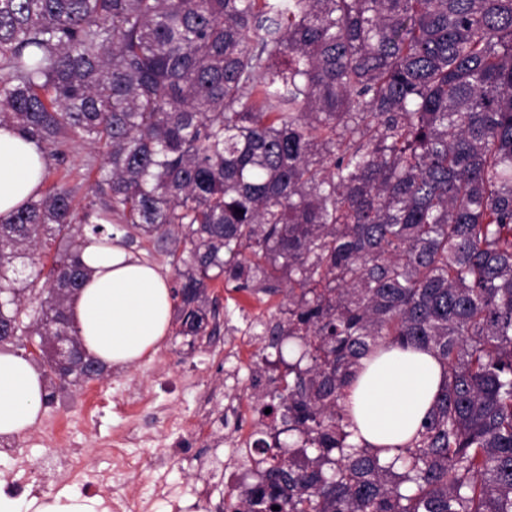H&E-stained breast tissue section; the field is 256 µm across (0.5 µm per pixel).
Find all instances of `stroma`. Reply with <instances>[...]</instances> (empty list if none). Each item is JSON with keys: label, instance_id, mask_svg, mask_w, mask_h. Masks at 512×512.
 Returning <instances> with one entry per match:
<instances>
[{"label": "stroma", "instance_id": "1", "mask_svg": "<svg viewBox=\"0 0 512 512\" xmlns=\"http://www.w3.org/2000/svg\"><path fill=\"white\" fill-rule=\"evenodd\" d=\"M212 295L218 296L223 308L233 312L231 323L220 326L218 336L208 342L189 344L182 336H167L160 350L143 358L128 369H112L104 378L57 390L53 404L43 407L42 421H55L70 430L73 441L82 447L84 462L92 468H106L109 456L102 443L110 434L121 432L131 420L113 409L111 402L123 390L135 389L148 395L155 405L168 414L195 417L196 396L207 393L215 412H223L228 400L240 405L237 416L223 420L213 432L191 437L181 457L167 459L163 468H154L156 458L163 456L166 445L177 437V430L149 413L139 415V423L149 434L147 441L130 445V455L141 458L144 466L138 476L125 480L127 493L135 498L152 497L151 512H212L215 501L226 502L235 491L226 486L222 462L227 453L225 431L243 436H256L263 417L253 396V376L269 381L270 372H255L253 362L264 351L261 337L246 334L248 321L266 320L276 314L282 301L275 295L263 299L236 292L215 284ZM234 334L239 358L234 372L224 370V336ZM211 482L214 502L198 495L203 482ZM164 482L179 492L176 502L153 498L156 483Z\"/></svg>", "mask_w": 512, "mask_h": 512}]
</instances>
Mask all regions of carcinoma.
<instances>
[{
  "label": "carcinoma",
  "mask_w": 512,
  "mask_h": 512,
  "mask_svg": "<svg viewBox=\"0 0 512 512\" xmlns=\"http://www.w3.org/2000/svg\"><path fill=\"white\" fill-rule=\"evenodd\" d=\"M2 125L102 156L88 203L0 220V344L55 359L44 403L107 372L68 316L81 241L138 236L191 347L212 282L284 298L271 463L228 512H512V0H0ZM395 344L446 380L387 460L343 390Z\"/></svg>",
  "instance_id": "1"
}]
</instances>
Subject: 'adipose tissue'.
Here are the masks:
<instances>
[{
  "label": "adipose tissue",
  "instance_id": "ef3b65f1",
  "mask_svg": "<svg viewBox=\"0 0 512 512\" xmlns=\"http://www.w3.org/2000/svg\"><path fill=\"white\" fill-rule=\"evenodd\" d=\"M45 160L34 141L0 127V219L43 188ZM91 274L71 299L69 313L85 352L109 365L131 364L157 352L173 308L169 282L157 268L119 245L85 243ZM433 351L393 346L361 359L344 402L357 442L405 444L418 430L443 384ZM44 382L40 371L10 347L0 348V435L22 436L38 422Z\"/></svg>",
  "mask_w": 512,
  "mask_h": 512
}]
</instances>
